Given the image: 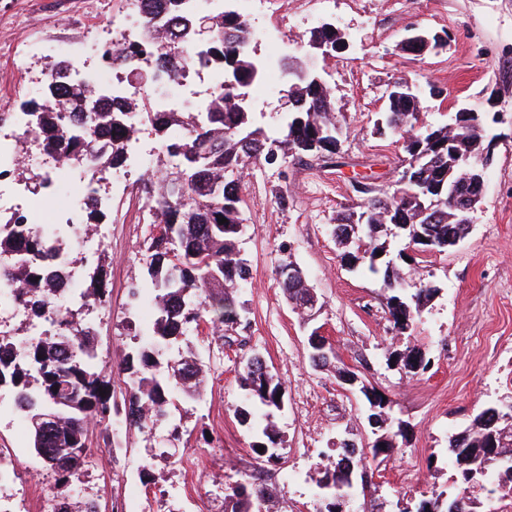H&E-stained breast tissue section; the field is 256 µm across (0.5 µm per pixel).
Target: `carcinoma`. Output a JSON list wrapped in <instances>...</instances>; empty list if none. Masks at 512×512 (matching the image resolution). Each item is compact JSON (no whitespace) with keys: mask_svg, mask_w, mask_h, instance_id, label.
I'll return each instance as SVG.
<instances>
[{"mask_svg":"<svg viewBox=\"0 0 512 512\" xmlns=\"http://www.w3.org/2000/svg\"><path fill=\"white\" fill-rule=\"evenodd\" d=\"M163 11L180 14L181 42L191 46L194 17L183 9V0H145L143 24ZM215 20L219 36L201 56L224 70L227 83L224 92L208 101L205 112H150L143 99L115 98L107 105L96 100L94 110L88 112L83 83L71 85L63 100L55 99L56 89L49 83L39 98L27 102L38 112L48 149L77 161L85 158L94 169H118L126 164V118L132 109H146L143 116L161 141L166 160L157 166L155 178L148 179L147 186L151 206L145 221L159 228L144 251L149 281L135 285L130 295L155 305L157 318L149 336L159 346L176 341L193 325L207 322L231 329L242 321L228 289L248 281L249 269L237 245L242 233L241 199L237 182L229 174L251 163H265L270 146L285 161L309 157L327 163L340 153L336 103L327 87L311 77H297L289 86L294 107L281 117V136L273 137L257 126L251 90L262 79L263 60L254 49L250 23L232 10ZM343 38L338 28L321 25L310 32L308 45L312 53L320 54L322 46ZM146 45L154 55L153 75L176 74L181 59L178 52L152 40ZM64 109L78 113L88 138L79 139L69 132L62 122ZM381 117L379 132L401 137L406 129L415 130V136L402 144V174L409 175L408 181L397 182L392 192L374 195L361 203L359 210L339 218L334 236L347 265L382 275L389 331L398 337L408 333L437 288L428 282L419 283L412 292L401 287L397 261L406 260L411 248L426 252L454 247L470 225L453 219L455 209L448 200V170L456 162L448 151V126L420 125L418 93L389 99ZM104 130L112 131V145L99 151L92 145L93 136ZM454 136L461 138L459 150L473 159L484 148L481 133L458 130ZM220 217L227 222L219 223ZM1 256L13 257V263L0 267V276L15 285L13 301L26 308L31 320L49 323L51 337L32 338L23 345L0 337V395L11 397L15 411L28 422L46 416L39 427H30L29 448L55 474L56 481L66 485L85 464L90 424L111 425L115 408L112 375L105 372L91 346L93 328L79 319L72 302L87 298L105 308L111 305L112 289L101 269L90 276L88 284L65 295L50 287L45 266L50 261L61 262L63 257L59 247L32 226L17 224L0 232ZM282 288L288 301L296 305L310 297L311 288L304 279L285 280ZM388 361L412 376L430 367V360L414 345L390 352ZM158 364L155 350L140 348L125 355L119 365L133 380L124 398L125 422L131 428L142 430L167 422L174 390L184 395L196 393L188 383L202 372L197 363L182 359L165 374L157 370ZM240 386L247 404L237 410L239 420L253 430V448L264 447L258 457L269 461L283 442L272 421L280 410L277 394L281 385L255 355L245 362ZM359 392L372 410L370 417L382 422V415L390 409L383 395L364 383ZM466 432L459 454L453 451L454 439L448 438V453L455 467L452 485L460 490L461 512H478L480 501L465 495L471 487H488L499 499L512 500V475L502 476L503 466L512 468V414L500 413L490 405L475 416ZM399 436L405 437L401 422L397 430L374 437L366 450L350 453L347 445L339 443L336 461L321 469L317 488L333 496L347 475L358 472L364 512H381L379 484L367 458L390 456L398 448ZM258 502L272 504L275 496L255 480L229 487L224 496L225 512H254Z\"/></svg>","mask_w":512,"mask_h":512,"instance_id":"1","label":"carcinoma"}]
</instances>
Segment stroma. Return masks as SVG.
Returning <instances> with one entry per match:
<instances>
[{"label":"stroma","mask_w":512,"mask_h":512,"mask_svg":"<svg viewBox=\"0 0 512 512\" xmlns=\"http://www.w3.org/2000/svg\"><path fill=\"white\" fill-rule=\"evenodd\" d=\"M252 25L279 30L281 71L295 63L322 72L338 108L342 166L306 159L278 171L258 164L239 177L243 232L238 246L248 261L249 284L233 297L245 322L225 331L204 324L162 351L161 362L193 357L208 373L204 393L177 400L170 424L143 431L112 420V444L94 437L86 463L65 493L97 500L101 512L140 498L134 512H224L229 486L254 475L275 487L279 512H322L318 465L336 441L371 443L368 408L357 389L343 388L336 371L347 367L393 403V420L407 437L378 467L382 512H415L447 486L453 472L448 439L468 427L488 404L512 389V0H275ZM127 0H0V113L40 96L49 61L31 44L56 41L84 52L99 25ZM331 22L347 36L339 59L310 54L313 28ZM447 31L439 51L414 55L401 44L413 29ZM438 86L442 99L423 94L424 124L452 123L457 112L485 116L493 160L468 234L442 252L418 254L417 277L437 293L416 318L409 339L387 334L383 281L343 263L332 230L340 213L366 196L394 189L404 153L397 137L377 135L390 85ZM147 201L139 178L112 198V236L93 257L73 241L64 255L89 277L105 264L110 309L87 307L100 360L115 367L134 351L129 328L144 332L154 320L150 304L132 302L129 286L143 280L145 244L154 227L144 221ZM301 268L319 300L315 320L303 323L279 284V270ZM321 330L334 349L328 365L314 366L308 337ZM420 347L430 369L408 376L390 367L391 351ZM259 355L282 385L284 407L274 422L285 443L279 460L265 463L238 417L246 396L239 385L244 361ZM19 458L16 474L0 490L32 492L30 512L48 498L54 477L28 448L23 419L0 411V450Z\"/></svg>","instance_id":"35a3bbf8"}]
</instances>
